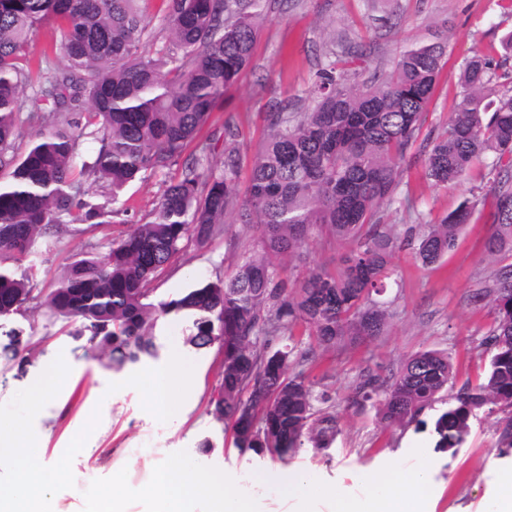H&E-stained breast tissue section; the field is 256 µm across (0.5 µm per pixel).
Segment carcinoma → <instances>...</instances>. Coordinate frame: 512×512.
I'll return each instance as SVG.
<instances>
[{"mask_svg": "<svg viewBox=\"0 0 512 512\" xmlns=\"http://www.w3.org/2000/svg\"><path fill=\"white\" fill-rule=\"evenodd\" d=\"M140 0H0V317L35 303L79 325L68 335L84 355L116 371L159 354L155 328L162 316L191 320L185 343L205 348L216 339L224 366L210 414L231 427L236 446L284 460L304 443L324 448L338 432L336 414L314 411L312 389L287 376L292 351L273 353L261 340L301 323L324 346L363 341L383 333L387 313L376 297L390 278L397 237L381 222L402 176L401 163L423 127L444 62V45L404 52L379 83L352 80L332 61L309 90V112L268 113L265 138L250 160L246 198L238 195L245 157L239 131L224 125V161L210 159V144L181 159L211 112L250 64L264 19V0H164V31L175 54H138L149 23ZM63 33V68L33 63L29 43L42 32ZM490 62L472 56L461 73V100L446 131L423 146L424 172L435 185L464 183L473 163L492 158L488 194L493 231L490 256L512 251V94L487 100ZM43 127L18 151L22 130ZM99 143L86 158L81 146ZM149 220L112 242L102 257L78 255L57 287L41 297L27 267L39 238H56L70 224L93 223L105 207L86 198L84 184L104 181L112 195L127 184L172 167ZM477 203L468 199L434 224H423L416 256L424 267L452 248ZM228 223L257 224L261 253L228 275L198 284L177 298L147 302L151 282L189 236L203 246ZM353 248L336 269L318 268L296 289L280 277L275 260L298 254L312 230ZM494 325L483 382L462 385L435 423L438 449L459 447L468 422L487 405L512 409V263L495 275ZM24 332L0 341V357L33 364ZM448 355L421 351L391 379L368 372L352 403L381 398L382 420L416 419L448 389Z\"/></svg>", "mask_w": 512, "mask_h": 512, "instance_id": "cac0c4a2", "label": "carcinoma"}]
</instances>
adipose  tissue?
I'll return each instance as SVG.
<instances>
[{
    "label": "adipose tissue",
    "mask_w": 512,
    "mask_h": 512,
    "mask_svg": "<svg viewBox=\"0 0 512 512\" xmlns=\"http://www.w3.org/2000/svg\"><path fill=\"white\" fill-rule=\"evenodd\" d=\"M195 385L193 369L177 359L134 380L135 388L145 394L148 410L159 417L174 412V394L190 391ZM33 452L32 442L21 427L0 428V461H7L12 468L10 481L0 482V512H40L49 479L29 470L27 462ZM428 474L425 463L409 472L391 463L383 471L364 474L368 494L349 499L313 475L291 473L282 479L281 492L297 501L301 512H310L320 498L334 500L336 512H432ZM208 493L219 494L220 512H251L232 487H219L214 478L179 467L159 471L146 490L147 496L160 503L159 512H192L194 498Z\"/></svg>",
    "instance_id": "obj_1"
}]
</instances>
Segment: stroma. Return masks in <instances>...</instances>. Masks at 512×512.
<instances>
[{
    "mask_svg": "<svg viewBox=\"0 0 512 512\" xmlns=\"http://www.w3.org/2000/svg\"><path fill=\"white\" fill-rule=\"evenodd\" d=\"M266 21L257 37L250 65L224 102L212 112L198 137L213 143V163L224 158V124L233 122L239 140L255 152L266 130L272 103L289 111L310 106L307 91L329 62L356 69L362 81L384 79L395 61L417 44L445 41V61L435 86L426 122L406 154L405 171L394 202L382 212L401 239L391 266L394 274L379 302L388 313L384 332L372 339L331 348L318 346L304 326L296 324L283 336L271 337L267 351H293L289 374H303L314 396H325L335 411L339 433L325 448L303 446L287 460L269 453L241 450L230 427L209 413V400L220 382L224 351L214 343L203 349L185 344L188 319H160L156 359L112 371L85 357L66 335L61 319L46 307L0 318V335L20 327L29 334L36 360L26 372L0 358V419L18 423L38 442L30 458L35 474L53 472L46 493L50 512H101L102 489L120 479L126 512H148L144 494L155 475L169 466H187L216 478H232L233 487L254 512H298L295 501L278 488L281 475L316 472L328 486L350 497L362 496L360 474L378 470L388 461L403 470L421 460L431 463L433 512H485L503 470L512 468V448L498 445L504 413L489 405L471 419L464 443L453 452L437 450L435 421L448 407L442 392L426 408L419 423L389 426L370 401L353 408L348 398L366 370L391 374L411 354L423 350L448 353L453 382L477 383L488 365L487 338L493 326L485 287L512 253L489 257L485 242L492 232L486 162L476 163L456 188L432 184L424 174L422 148L426 138L442 134L459 101L464 63L481 54L494 61L493 94L512 89V57H505L502 37L512 32V0H267ZM176 170L149 176L113 194L105 183H87L93 202L110 214L103 224H74L59 240L37 241L34 264L42 294L56 287L76 253L109 244L143 223L156 206ZM467 198L478 205L453 251L440 264L424 267L416 260L414 226L432 223L455 211ZM261 231L254 225L228 224L206 246L185 238L178 255L152 284L149 302L159 303L198 282L229 274L243 256L259 249ZM349 243L312 233L301 258H280V274L289 287L299 286L316 267L334 269ZM72 367L70 382L49 399L39 400L58 359ZM180 359L194 369L197 388L177 399L178 411L154 417L142 395L129 387L143 370ZM267 476L253 479L254 471Z\"/></svg>",
    "mask_w": 512,
    "mask_h": 512,
    "instance_id": "stroma-1",
    "label": "stroma"
}]
</instances>
